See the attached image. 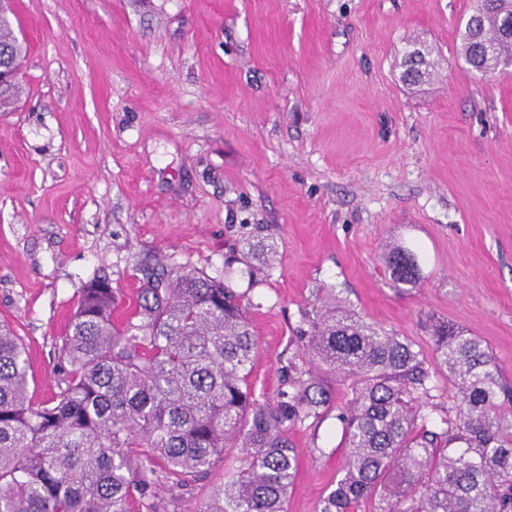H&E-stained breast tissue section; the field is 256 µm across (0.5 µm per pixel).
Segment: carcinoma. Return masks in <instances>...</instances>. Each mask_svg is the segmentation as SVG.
<instances>
[{
	"label": "carcinoma",
	"mask_w": 512,
	"mask_h": 512,
	"mask_svg": "<svg viewBox=\"0 0 512 512\" xmlns=\"http://www.w3.org/2000/svg\"><path fill=\"white\" fill-rule=\"evenodd\" d=\"M460 54L485 74L512 63V27L496 8L461 31ZM0 49L26 46L0 26ZM425 54L406 53L402 78L427 75ZM393 287H416L415 251L383 254ZM130 316L116 322V290L93 279L80 290L62 340L58 391L28 399L20 337L0 325V512H135L152 487L183 488L224 461L198 512H286L299 455L288 431L328 412L331 396L312 370L288 367L273 402L250 382L257 341L243 296L228 282L158 258L141 267ZM301 356L346 384L336 421L346 449L341 477L319 512H512V416L488 345L454 326L433 329L434 371L407 337L324 302L296 332ZM448 379L449 407L433 402L432 375Z\"/></svg>",
	"instance_id": "cac0c4a2"
}]
</instances>
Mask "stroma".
Returning a JSON list of instances; mask_svg holds the SVG:
<instances>
[{
  "mask_svg": "<svg viewBox=\"0 0 512 512\" xmlns=\"http://www.w3.org/2000/svg\"><path fill=\"white\" fill-rule=\"evenodd\" d=\"M472 0H12L27 45L0 112V321L21 336L33 404L83 285L107 278L132 310L149 254L232 269L276 399L295 331L340 298L431 356V326L483 339L512 388V66L459 54ZM428 74L404 82L405 51ZM425 254L391 287L386 244ZM275 244L266 252V244ZM287 512H318L345 450L333 415L293 427ZM140 512H196L242 458Z\"/></svg>",
  "mask_w": 512,
  "mask_h": 512,
  "instance_id": "obj_1",
  "label": "stroma"
}]
</instances>
